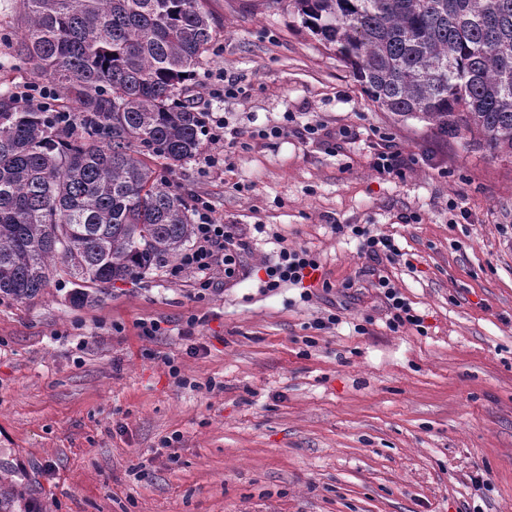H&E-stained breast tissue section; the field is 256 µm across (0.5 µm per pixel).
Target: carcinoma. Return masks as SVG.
Masks as SVG:
<instances>
[{"label":"carcinoma","instance_id":"cac0c4a2","mask_svg":"<svg viewBox=\"0 0 512 512\" xmlns=\"http://www.w3.org/2000/svg\"><path fill=\"white\" fill-rule=\"evenodd\" d=\"M17 55L74 106L76 128L0 92V296H37L64 273L92 303L178 258L194 237L173 172L203 142L181 98L216 39L205 0H24ZM393 115L512 157V0H290ZM28 479L0 467V512Z\"/></svg>","mask_w":512,"mask_h":512}]
</instances>
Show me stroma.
I'll list each match as a JSON object with an SVG mask.
<instances>
[{
    "instance_id": "obj_1",
    "label": "stroma",
    "mask_w": 512,
    "mask_h": 512,
    "mask_svg": "<svg viewBox=\"0 0 512 512\" xmlns=\"http://www.w3.org/2000/svg\"><path fill=\"white\" fill-rule=\"evenodd\" d=\"M206 6L218 34L188 96L242 138L170 180L244 233L239 274L203 299L167 262L84 306L64 276L0 301V463L34 512H512V159L381 109L288 5ZM25 23L0 0V80L19 90ZM383 144L414 165L379 174ZM348 224L394 238L385 272L426 333L387 328ZM284 243L321 261L311 299L261 286Z\"/></svg>"
}]
</instances>
